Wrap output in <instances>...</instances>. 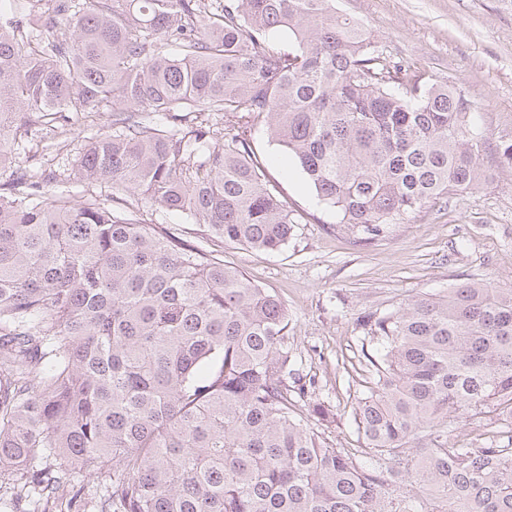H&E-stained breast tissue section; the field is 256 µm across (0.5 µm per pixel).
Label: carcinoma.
<instances>
[{
  "instance_id": "obj_1",
  "label": "carcinoma",
  "mask_w": 512,
  "mask_h": 512,
  "mask_svg": "<svg viewBox=\"0 0 512 512\" xmlns=\"http://www.w3.org/2000/svg\"><path fill=\"white\" fill-rule=\"evenodd\" d=\"M331 2L55 0L0 25V169L15 167L0 185V473L40 512L65 488L84 512V471L107 475L101 512H512V288L368 316L359 447L335 448L297 412L335 422L308 400L280 299L130 207L141 194L223 242L281 250L299 220L253 151L258 125L360 246L486 183L477 106L420 83ZM100 109L112 132L75 170L110 196H18L12 128ZM496 148L512 169V137ZM460 412L481 446L456 440Z\"/></svg>"
}]
</instances>
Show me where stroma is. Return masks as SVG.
I'll return each mask as SVG.
<instances>
[{
  "mask_svg": "<svg viewBox=\"0 0 512 512\" xmlns=\"http://www.w3.org/2000/svg\"><path fill=\"white\" fill-rule=\"evenodd\" d=\"M337 12L361 20L388 54L423 80L453 84L482 108L494 134L512 135V0H335ZM107 112L78 115L67 135L37 123L15 129L13 154L32 171L74 167L88 138L110 132ZM488 180L459 191L397 225L374 246H356L336 228L290 163L270 167L303 220L276 252L207 239L190 217L133 199L140 218L182 234L277 295L288 311L294 366L315 382V396L337 420L325 435L336 448L357 447L351 411L361 395L365 359L360 322L411 298L469 281L512 288V170L487 146Z\"/></svg>",
  "mask_w": 512,
  "mask_h": 512,
  "instance_id": "1",
  "label": "stroma"
}]
</instances>
